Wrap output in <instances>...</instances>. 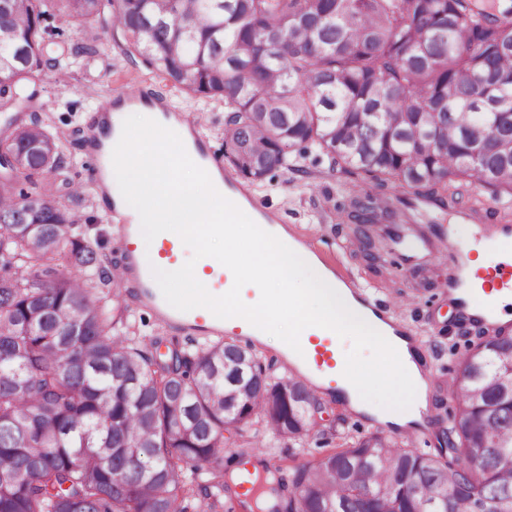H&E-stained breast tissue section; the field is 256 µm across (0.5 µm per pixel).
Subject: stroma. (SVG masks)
I'll list each match as a JSON object with an SVG mask.
<instances>
[{"instance_id": "stroma-1", "label": "stroma", "mask_w": 512, "mask_h": 512, "mask_svg": "<svg viewBox=\"0 0 512 512\" xmlns=\"http://www.w3.org/2000/svg\"><path fill=\"white\" fill-rule=\"evenodd\" d=\"M143 81L155 85L176 106L200 115L212 155L216 161H223V102L184 93L147 67L142 58L127 57L105 45L95 55L77 58L65 82L48 81L40 89L42 114L52 131L65 142L69 181L78 182L86 175L88 163L82 156V139L88 113L106 103L113 92ZM345 182L344 175L331 170L327 160L316 152H295L287 167L273 169L262 182L252 184L250 191L263 205L278 211L294 232L310 237L320 249L323 261L363 294L380 301L398 295L413 299V307L396 312L395 317L416 337L426 354L429 424L423 431L383 428L326 395L322 398L326 410L321 423L333 428L335 437L325 439L315 433L300 448L276 439L260 425L248 426V435L263 451V464L276 466L278 475L287 480L297 467L317 463L342 439L352 440L379 429L393 436L401 446L432 451L439 428L448 423V380L465 352L467 341L476 336L475 330L460 326L458 312L442 286L448 275L447 259L421 252L418 239H403L404 227L400 224L383 225L381 235L388 240L385 249L379 251L368 246L356 224L346 216L349 197ZM65 206L93 242L102 263L120 264L117 231L105 218L98 196L91 193L79 201H66ZM404 247L417 251L418 256L401 266L397 255ZM127 317L145 352H152L151 341L157 336L182 345L191 340L190 334L168 327L148 310L132 308Z\"/></svg>"}]
</instances>
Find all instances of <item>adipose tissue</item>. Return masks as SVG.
<instances>
[{
	"label": "adipose tissue",
	"instance_id": "adipose-tissue-1",
	"mask_svg": "<svg viewBox=\"0 0 512 512\" xmlns=\"http://www.w3.org/2000/svg\"><path fill=\"white\" fill-rule=\"evenodd\" d=\"M154 120L128 106L114 112L116 132L138 135L141 148L113 155L106 179L113 199L143 214L146 235L158 224H170L192 253L224 260L234 282L256 289L247 310L259 341H273L281 349L307 332L334 331L342 352L336 387L352 411L402 428L421 425L428 384L411 359L407 339L288 231L276 235L266 225L244 223L232 206L212 211L210 199L222 184L207 173L185 178L171 194L144 197L140 185L163 180L177 162L173 136L150 135Z\"/></svg>",
	"mask_w": 512,
	"mask_h": 512
}]
</instances>
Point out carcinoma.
Masks as SVG:
<instances>
[{
    "label": "carcinoma",
    "instance_id": "carcinoma-1",
    "mask_svg": "<svg viewBox=\"0 0 512 512\" xmlns=\"http://www.w3.org/2000/svg\"><path fill=\"white\" fill-rule=\"evenodd\" d=\"M56 17L82 23L69 59L46 56ZM102 30L224 101L242 178L314 147L373 226L390 222L382 201L450 210L473 180L512 197V0H0V512H223L204 466L223 462L224 433L258 423L302 447L322 403L232 342L146 355L110 295L118 270L64 206L15 192L66 163L18 89L97 53ZM448 390L435 452L379 430L346 442L294 471L286 512H512V335L480 332Z\"/></svg>",
    "mask_w": 512,
    "mask_h": 512
}]
</instances>
